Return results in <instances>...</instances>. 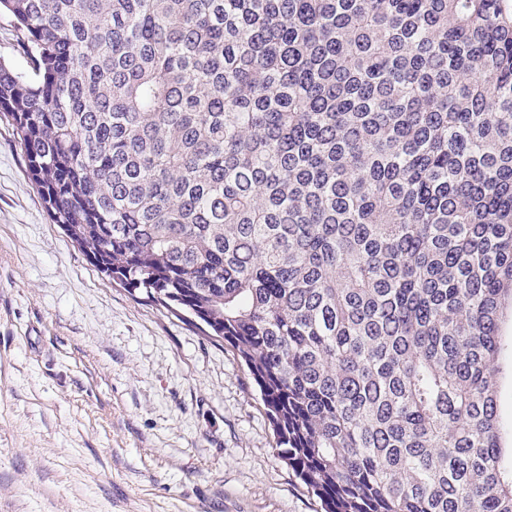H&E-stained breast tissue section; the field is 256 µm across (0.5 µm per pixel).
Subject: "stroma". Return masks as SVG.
Wrapping results in <instances>:
<instances>
[{
  "mask_svg": "<svg viewBox=\"0 0 512 512\" xmlns=\"http://www.w3.org/2000/svg\"><path fill=\"white\" fill-rule=\"evenodd\" d=\"M0 512H320L244 362L86 259L1 114Z\"/></svg>",
  "mask_w": 512,
  "mask_h": 512,
  "instance_id": "1",
  "label": "stroma"
}]
</instances>
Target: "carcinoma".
I'll return each instance as SVG.
<instances>
[{"mask_svg": "<svg viewBox=\"0 0 512 512\" xmlns=\"http://www.w3.org/2000/svg\"><path fill=\"white\" fill-rule=\"evenodd\" d=\"M50 221L246 363L321 512H512L509 0H0ZM20 35L7 17L0 16V60L17 71L28 69L27 58L23 53Z\"/></svg>", "mask_w": 512, "mask_h": 512, "instance_id": "carcinoma-1", "label": "carcinoma"}]
</instances>
